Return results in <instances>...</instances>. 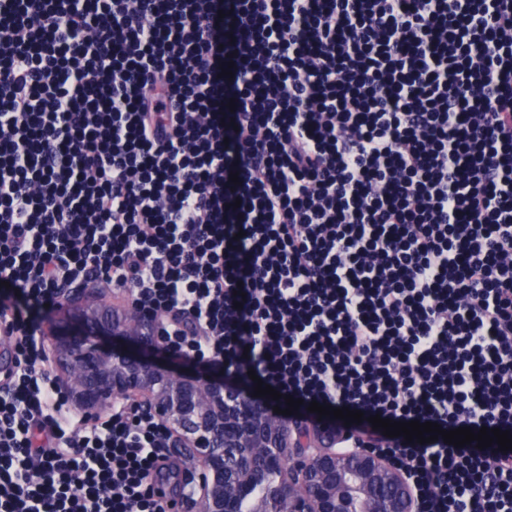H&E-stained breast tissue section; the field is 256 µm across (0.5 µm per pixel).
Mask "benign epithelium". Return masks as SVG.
Masks as SVG:
<instances>
[{
  "label": "benign epithelium",
  "instance_id": "7a95c632",
  "mask_svg": "<svg viewBox=\"0 0 512 512\" xmlns=\"http://www.w3.org/2000/svg\"><path fill=\"white\" fill-rule=\"evenodd\" d=\"M105 296L93 279L60 288L44 358L83 424L98 423L113 403L127 401L166 425L169 447L191 463L175 512L185 504L192 512H242L259 490L267 512H419L404 471L370 451L336 453V428L308 431L232 383L186 380L145 356L99 346L94 337L109 335L165 347L161 320L140 312L132 295L118 308Z\"/></svg>",
  "mask_w": 512,
  "mask_h": 512
}]
</instances>
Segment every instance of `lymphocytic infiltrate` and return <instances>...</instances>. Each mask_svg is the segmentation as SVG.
<instances>
[{
    "instance_id": "obj_1",
    "label": "lymphocytic infiltrate",
    "mask_w": 512,
    "mask_h": 512,
    "mask_svg": "<svg viewBox=\"0 0 512 512\" xmlns=\"http://www.w3.org/2000/svg\"><path fill=\"white\" fill-rule=\"evenodd\" d=\"M86 278L362 411L419 512H512V451L369 421L512 431V0H0V282ZM0 334V512H170L166 427L78 425L5 303Z\"/></svg>"
}]
</instances>
